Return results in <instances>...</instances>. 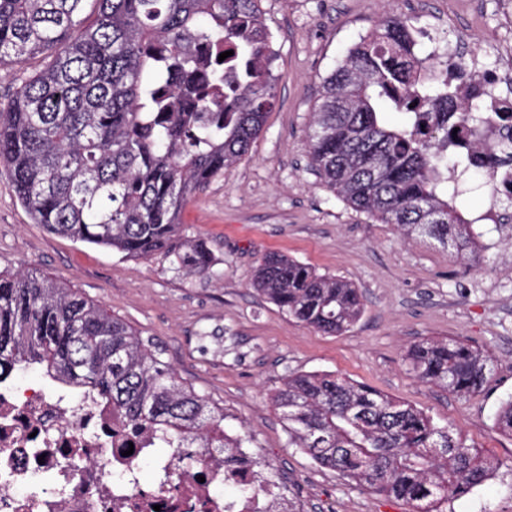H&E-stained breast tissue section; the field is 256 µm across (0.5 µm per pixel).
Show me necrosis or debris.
Wrapping results in <instances>:
<instances>
[{
	"label": "necrosis or debris",
	"instance_id": "obj_1",
	"mask_svg": "<svg viewBox=\"0 0 512 512\" xmlns=\"http://www.w3.org/2000/svg\"><path fill=\"white\" fill-rule=\"evenodd\" d=\"M188 454L105 405L74 406L37 383L0 387V512H298L264 468L230 466L220 453L191 466ZM146 460L160 475L150 485L139 475ZM242 480L253 493L222 494Z\"/></svg>",
	"mask_w": 512,
	"mask_h": 512
}]
</instances>
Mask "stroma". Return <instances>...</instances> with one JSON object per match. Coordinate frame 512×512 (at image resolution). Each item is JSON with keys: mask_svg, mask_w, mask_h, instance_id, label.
Here are the masks:
<instances>
[{"mask_svg": "<svg viewBox=\"0 0 512 512\" xmlns=\"http://www.w3.org/2000/svg\"><path fill=\"white\" fill-rule=\"evenodd\" d=\"M273 34L277 101L249 153L186 206L181 236L205 240L213 265L191 275L173 258H130L32 223L0 167V273L33 270L105 309L162 350L179 381L223 412V426L267 450L275 478L304 512H412L316 465L288 443L271 396L291 373L347 376L423 410L479 448L497 468L447 512H512V437L493 425L512 397V235L483 223L489 248L463 265L431 239L404 235L355 211L310 167L308 132L325 78L386 16L418 17L466 50L512 42L501 0H260ZM278 252L360 289L349 331L327 335L290 318L253 286ZM431 337L487 351L481 392L458 398L419 382L404 355Z\"/></svg>", "mask_w": 512, "mask_h": 512, "instance_id": "35a3bbf8", "label": "stroma"}]
</instances>
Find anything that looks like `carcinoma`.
<instances>
[{"mask_svg": "<svg viewBox=\"0 0 512 512\" xmlns=\"http://www.w3.org/2000/svg\"><path fill=\"white\" fill-rule=\"evenodd\" d=\"M0 0V65L41 56L0 110V165L34 223L129 257H174L204 275L212 252L176 242L195 194L231 170L276 100L272 34L258 0ZM416 18L392 15L348 49L324 79L309 132L312 167L355 211L419 234L468 262L488 248L455 204L457 177L512 161L462 151L490 109L480 91L457 99L448 73L478 74L463 56L414 54ZM233 55L223 61L225 51ZM407 116L401 126L383 109ZM255 286L288 316L328 334L363 311L352 283L269 253ZM406 362L417 380L467 397L492 372L486 352L458 339L426 338ZM37 364L61 385L112 408L170 448L222 452L224 414L130 326L51 280L0 275V381ZM289 444L363 489L413 512H444L484 485L493 466L425 412L347 376L293 373L272 394ZM494 426L512 436V397Z\"/></svg>", "mask_w": 512, "mask_h": 512, "instance_id": "cac0c4a2", "label": "carcinoma"}]
</instances>
